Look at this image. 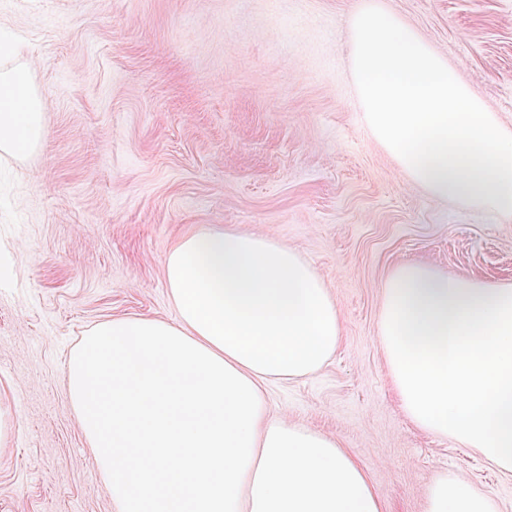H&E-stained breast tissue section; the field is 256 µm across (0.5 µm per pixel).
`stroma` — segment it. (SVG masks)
Wrapping results in <instances>:
<instances>
[{
	"instance_id": "1",
	"label": "stroma",
	"mask_w": 512,
	"mask_h": 512,
	"mask_svg": "<svg viewBox=\"0 0 512 512\" xmlns=\"http://www.w3.org/2000/svg\"><path fill=\"white\" fill-rule=\"evenodd\" d=\"M362 0H0L45 136L0 157V512H114L65 387L112 318L174 322L165 258L205 230L268 236L326 283L340 343L265 385L269 409L337 437L385 512H428L437 477L512 512V472L405 415L379 336L399 264L512 283V218L432 196L363 122L350 76ZM512 128V0H377Z\"/></svg>"
}]
</instances>
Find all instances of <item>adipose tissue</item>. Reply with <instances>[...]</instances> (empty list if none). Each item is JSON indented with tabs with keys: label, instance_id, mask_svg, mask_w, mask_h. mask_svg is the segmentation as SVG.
<instances>
[{
	"label": "adipose tissue",
	"instance_id": "ef3b65f1",
	"mask_svg": "<svg viewBox=\"0 0 512 512\" xmlns=\"http://www.w3.org/2000/svg\"><path fill=\"white\" fill-rule=\"evenodd\" d=\"M45 102L20 64L0 70V153L25 157ZM175 322L115 318L72 352L67 390L117 512H383L340 441L272 415L263 385L315 373L339 311L295 250L259 234L202 232L165 259ZM428 512H497L437 478Z\"/></svg>",
	"mask_w": 512,
	"mask_h": 512
}]
</instances>
